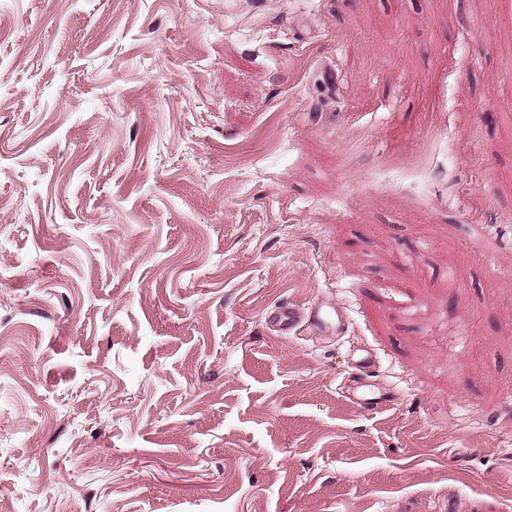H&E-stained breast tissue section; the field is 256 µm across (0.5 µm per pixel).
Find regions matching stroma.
Segmentation results:
<instances>
[{"instance_id": "obj_1", "label": "stroma", "mask_w": 512, "mask_h": 512, "mask_svg": "<svg viewBox=\"0 0 512 512\" xmlns=\"http://www.w3.org/2000/svg\"><path fill=\"white\" fill-rule=\"evenodd\" d=\"M0 512H512V0H0ZM308 311V307L300 308L296 306H280L270 312L269 323L279 331L287 332L290 328L308 316L310 319L312 311H310V314Z\"/></svg>"}]
</instances>
